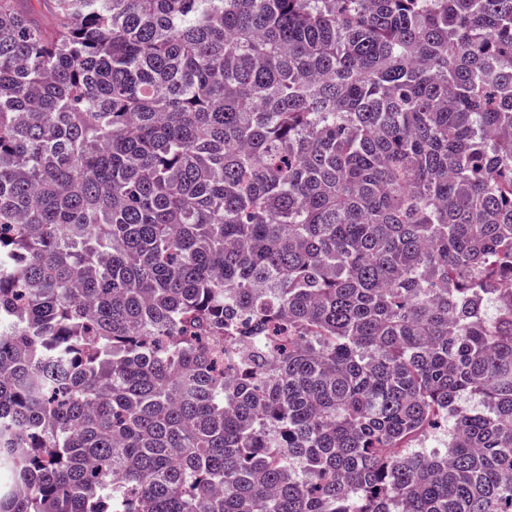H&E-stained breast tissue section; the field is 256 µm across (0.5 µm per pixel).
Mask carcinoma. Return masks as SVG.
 I'll use <instances>...</instances> for the list:
<instances>
[{"instance_id": "carcinoma-1", "label": "carcinoma", "mask_w": 512, "mask_h": 512, "mask_svg": "<svg viewBox=\"0 0 512 512\" xmlns=\"http://www.w3.org/2000/svg\"><path fill=\"white\" fill-rule=\"evenodd\" d=\"M2 471L512 512V0H0Z\"/></svg>"}]
</instances>
